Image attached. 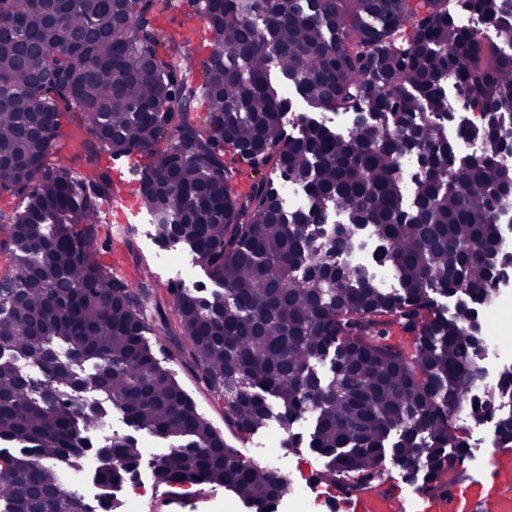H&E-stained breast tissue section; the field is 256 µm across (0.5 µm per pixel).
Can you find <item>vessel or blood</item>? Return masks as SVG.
<instances>
[{"label":"vessel or blood","instance_id":"1","mask_svg":"<svg viewBox=\"0 0 512 512\" xmlns=\"http://www.w3.org/2000/svg\"><path fill=\"white\" fill-rule=\"evenodd\" d=\"M345 512H406L399 491L364 492L347 498L338 483H330ZM415 512H512V448H493L488 477L466 484L449 485L447 492L421 495Z\"/></svg>","mask_w":512,"mask_h":512}]
</instances>
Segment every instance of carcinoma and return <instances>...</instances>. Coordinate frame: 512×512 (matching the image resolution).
<instances>
[{
  "mask_svg": "<svg viewBox=\"0 0 512 512\" xmlns=\"http://www.w3.org/2000/svg\"><path fill=\"white\" fill-rule=\"evenodd\" d=\"M158 0H0V196L15 273L0 280V512H84L56 462L89 452L80 432L117 409L128 424L177 444L153 460L162 484L226 486L272 512L286 480L244 461L158 363L148 316L224 400V421L251 434L273 419L288 434L315 419L310 447L350 494L371 488L385 459L425 471L442 491L466 456L455 421L490 413L470 396L480 376L473 335L497 300L484 254L503 249L495 202L512 197L503 129L512 125V0H195L209 47L196 67L191 40L160 23ZM464 5L495 31L454 23ZM464 106L501 113V125L458 163L444 135L448 82ZM293 87L316 112H350L343 134L314 115L286 133ZM84 129L92 167L150 154L138 193L155 236L178 240L218 286L198 296L167 287L169 311L93 262L106 172L77 176L52 162L63 124ZM426 171L403 205L402 134ZM304 192L284 207L266 167ZM346 220L325 247L310 232ZM370 228L400 289L336 250ZM456 298L453 315L436 296ZM79 352L95 365L81 392L98 413L75 415L58 363ZM37 357L38 374L16 360ZM498 440L512 447V413ZM114 486L143 459L134 438L95 449Z\"/></svg>",
  "mask_w": 512,
  "mask_h": 512,
  "instance_id": "obj_1",
  "label": "carcinoma"
}]
</instances>
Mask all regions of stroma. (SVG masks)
I'll return each mask as SVG.
<instances>
[{"instance_id":"35a3bbf8","label":"stroma","mask_w":512,"mask_h":512,"mask_svg":"<svg viewBox=\"0 0 512 512\" xmlns=\"http://www.w3.org/2000/svg\"><path fill=\"white\" fill-rule=\"evenodd\" d=\"M148 162L145 155L117 160L101 158L102 170L108 171L112 179L124 180L125 186L119 194L100 203L102 236L95 259L100 266L120 273L133 283L148 284L154 300L163 304L167 301L166 289L170 284L208 289L212 283L206 267L197 262L188 249L178 244L159 243L153 236L151 215L142 206L133 204L132 186L137 182V171ZM147 339L161 365L172 373L194 400L199 412L232 447L239 449L244 459L261 463L266 457H278L281 466L287 468L289 478L297 484L302 483L304 472L320 473L325 470L326 458L309 446L310 420L304 419L295 424L294 430L301 437V444L296 448L280 445L266 428L250 435L237 434L224 421L223 401L204 386L197 372L184 363L173 341L152 333ZM456 425L460 436L470 444L462 466L463 475L467 478L482 477L490 455V427L472 424L464 416L457 419Z\"/></svg>"}]
</instances>
